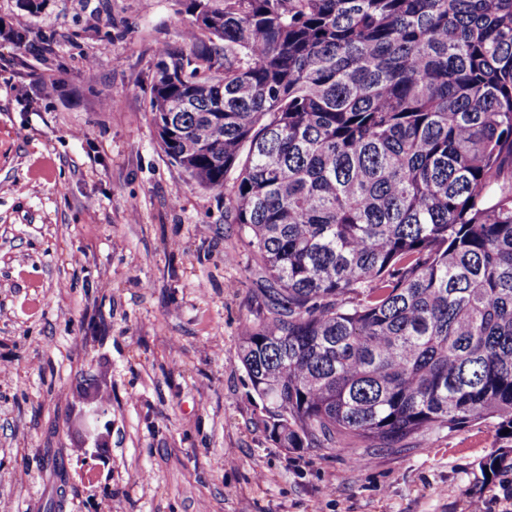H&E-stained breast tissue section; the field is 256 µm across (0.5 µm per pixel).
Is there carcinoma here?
I'll return each instance as SVG.
<instances>
[{"label": "carcinoma", "instance_id": "carcinoma-1", "mask_svg": "<svg viewBox=\"0 0 512 512\" xmlns=\"http://www.w3.org/2000/svg\"><path fill=\"white\" fill-rule=\"evenodd\" d=\"M179 2L150 112L199 186L236 174L269 437L362 461L489 420L512 470V0Z\"/></svg>", "mask_w": 512, "mask_h": 512}]
</instances>
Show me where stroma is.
<instances>
[{"instance_id":"35a3bbf8","label":"stroma","mask_w":512,"mask_h":512,"mask_svg":"<svg viewBox=\"0 0 512 512\" xmlns=\"http://www.w3.org/2000/svg\"><path fill=\"white\" fill-rule=\"evenodd\" d=\"M190 21L177 0H0L28 40H0V512H512V471L478 466L498 451L486 423L361 467L265 432L237 359L247 236L159 149L149 110ZM103 393L96 453L75 421Z\"/></svg>"}]
</instances>
